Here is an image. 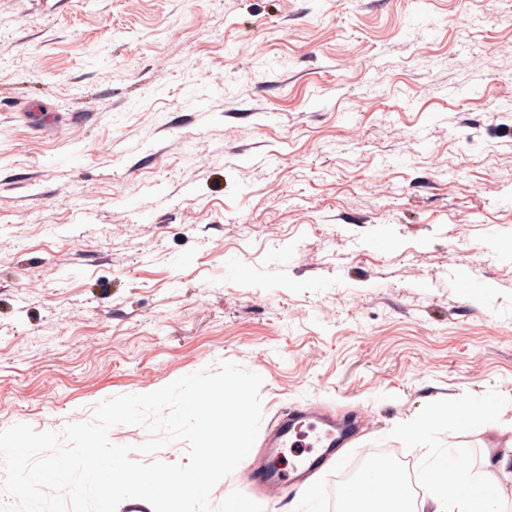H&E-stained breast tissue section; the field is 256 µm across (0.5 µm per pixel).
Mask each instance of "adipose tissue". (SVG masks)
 Here are the masks:
<instances>
[{
	"instance_id": "1",
	"label": "adipose tissue",
	"mask_w": 512,
	"mask_h": 512,
	"mask_svg": "<svg viewBox=\"0 0 512 512\" xmlns=\"http://www.w3.org/2000/svg\"><path fill=\"white\" fill-rule=\"evenodd\" d=\"M429 487L433 512H501L495 474L475 482L448 455H441L431 466ZM345 495L348 503H361L367 512H415L417 508L415 500L406 496L402 483L384 468L349 487Z\"/></svg>"
}]
</instances>
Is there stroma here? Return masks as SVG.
<instances>
[{
	"label": "stroma",
	"mask_w": 512,
	"mask_h": 512,
	"mask_svg": "<svg viewBox=\"0 0 512 512\" xmlns=\"http://www.w3.org/2000/svg\"><path fill=\"white\" fill-rule=\"evenodd\" d=\"M223 361L512 512V0H0V429Z\"/></svg>",
	"instance_id": "stroma-1"
}]
</instances>
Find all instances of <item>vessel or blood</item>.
Instances as JSON below:
<instances>
[{
    "mask_svg": "<svg viewBox=\"0 0 512 512\" xmlns=\"http://www.w3.org/2000/svg\"><path fill=\"white\" fill-rule=\"evenodd\" d=\"M359 426L358 419L339 420L315 410L289 413L278 423L266 446L273 451L300 448L304 454L288 474L275 467L254 468V491L266 493L290 482L301 484L332 467L339 461V450L356 438Z\"/></svg>",
    "mask_w": 512,
    "mask_h": 512,
    "instance_id": "obj_1",
    "label": "vessel or blood"
}]
</instances>
